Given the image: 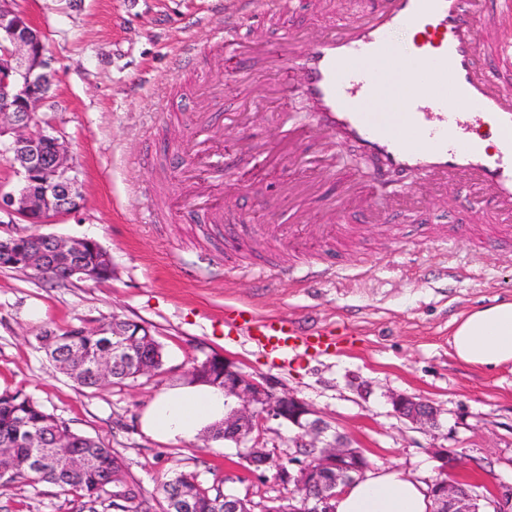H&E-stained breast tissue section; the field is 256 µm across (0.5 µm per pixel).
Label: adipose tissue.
I'll use <instances>...</instances> for the list:
<instances>
[{
	"label": "adipose tissue",
	"mask_w": 512,
	"mask_h": 512,
	"mask_svg": "<svg viewBox=\"0 0 512 512\" xmlns=\"http://www.w3.org/2000/svg\"><path fill=\"white\" fill-rule=\"evenodd\" d=\"M456 357L488 370L512 363V301H497L455 319ZM224 417V394L198 383L157 396L144 417L146 430L163 438H192ZM335 512H429V487L399 468L369 471L333 503Z\"/></svg>",
	"instance_id": "ef3b65f1"
}]
</instances>
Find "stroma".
Wrapping results in <instances>:
<instances>
[{"label":"stroma","instance_id":"35a3bbf8","mask_svg":"<svg viewBox=\"0 0 512 512\" xmlns=\"http://www.w3.org/2000/svg\"><path fill=\"white\" fill-rule=\"evenodd\" d=\"M297 0L289 34L317 35L348 20L354 0H335L329 13ZM44 34L57 80L54 110L43 128L66 140L74 155L82 207L50 224L0 217V239L31 233L93 238L112 256V277L54 283L29 271L0 268V392L24 390L73 432L92 437L122 458L127 482L152 498L173 473H196L210 492L233 493L251 512L293 503V486L273 468L255 469L247 445L208 438L161 439L142 418L155 397L186 383L207 357L227 356L276 392L294 394L315 416L360 447L370 469L399 467L429 483L440 462L435 449L456 454L460 473L478 493L512 484V365L470 366L453 354L455 318L497 299H512V245L491 229H472L466 247L449 253L442 232L470 219V185L423 191L411 217L391 212L375 224L345 211L347 233L328 255L302 260L278 239V209L289 179L288 157L253 169L240 156L201 182L185 180L186 142L197 113L211 100L197 94L200 69L224 90V109L211 121L217 143L279 140L276 113L308 121L299 88L268 93L278 76L264 64L251 74L217 70L205 49L236 0H20ZM244 112L245 127L225 113ZM322 178V203L312 204L293 234L322 238L325 203L347 194V179L375 204V158L344 141ZM225 205L226 223L194 224L196 201ZM274 267L262 273L268 246ZM246 305L303 328L333 327L342 350L299 354L281 364L246 338L224 332V308ZM147 327L162 345L157 374L85 388L59 372L37 337L44 327L89 328L112 316ZM405 393L441 410L443 436L432 438L395 417L388 396ZM0 512H78L72 495L26 479L0 487Z\"/></svg>","mask_w":512,"mask_h":512}]
</instances>
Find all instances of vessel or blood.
I'll return each instance as SVG.
<instances>
[{
	"label": "vessel or blood",
	"instance_id": "obj_1",
	"mask_svg": "<svg viewBox=\"0 0 512 512\" xmlns=\"http://www.w3.org/2000/svg\"><path fill=\"white\" fill-rule=\"evenodd\" d=\"M288 7V0H238L213 41L237 59L283 70L285 84L306 92L313 120L288 123L282 140L294 163L310 138L356 141L379 158L375 178L393 202L421 184L463 181L488 201L484 216L502 238L512 237V44L499 36L512 20V0H366L361 14L326 36L269 39L261 20ZM399 32L411 35L410 49L397 44ZM374 58L388 59L412 88L400 104L401 127L387 112L363 108L380 94V74L361 66ZM208 127L204 115L194 124L189 146L197 154L228 162L241 153L238 145H213ZM225 326L284 360L337 344L333 329L307 331L248 311Z\"/></svg>",
	"mask_w": 512,
	"mask_h": 512
}]
</instances>
